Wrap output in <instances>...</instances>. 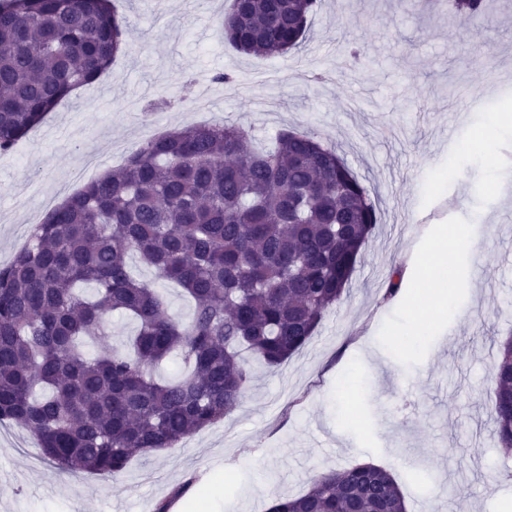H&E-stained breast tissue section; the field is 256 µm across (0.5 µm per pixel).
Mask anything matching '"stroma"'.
I'll use <instances>...</instances> for the list:
<instances>
[{
    "label": "stroma",
    "mask_w": 512,
    "mask_h": 512,
    "mask_svg": "<svg viewBox=\"0 0 512 512\" xmlns=\"http://www.w3.org/2000/svg\"><path fill=\"white\" fill-rule=\"evenodd\" d=\"M450 2L322 0L283 59L225 46L231 0H122L126 53L0 157V267L25 246L39 196L75 193L142 140L189 125L317 136L382 222L302 351L276 368L251 361L240 407L175 447L103 479L57 469L27 430L0 424V512H154L182 484L183 512H267L322 472L366 463L394 473L408 512H505L512 455L489 405L491 368L512 337V203L496 190L512 177V126L493 143L464 142L490 114L512 113V0L475 21L478 47ZM216 72L233 82H212ZM200 97L210 107L193 111ZM443 224L465 226L471 247L448 274L447 313L420 326L415 282L386 291Z\"/></svg>",
    "instance_id": "1"
}]
</instances>
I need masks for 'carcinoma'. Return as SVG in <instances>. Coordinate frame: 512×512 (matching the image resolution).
<instances>
[{
  "mask_svg": "<svg viewBox=\"0 0 512 512\" xmlns=\"http://www.w3.org/2000/svg\"><path fill=\"white\" fill-rule=\"evenodd\" d=\"M489 0H455L461 22ZM318 0H232L224 44L262 57L301 46ZM114 0H0V155L126 47ZM380 210L336 149L280 131L254 144L239 126H186L144 143L35 225L0 267V422L33 434L58 467L103 477L175 447L244 399L252 372L299 353L338 304ZM178 284L190 318L169 312L130 259ZM93 285L92 294L85 286ZM137 328L94 356L106 315ZM185 370L161 381L169 356ZM490 413L512 451V339L491 372ZM269 512H407L373 464L320 474Z\"/></svg>",
  "mask_w": 512,
  "mask_h": 512,
  "instance_id": "cac0c4a2",
  "label": "carcinoma"
}]
</instances>
